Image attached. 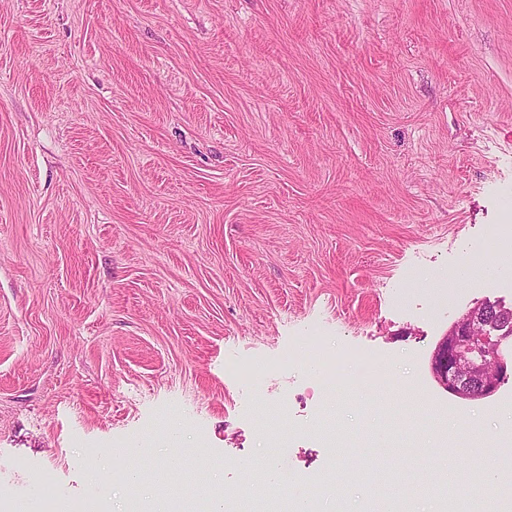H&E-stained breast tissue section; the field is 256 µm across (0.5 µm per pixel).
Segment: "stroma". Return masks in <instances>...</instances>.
<instances>
[{
    "mask_svg": "<svg viewBox=\"0 0 512 512\" xmlns=\"http://www.w3.org/2000/svg\"><path fill=\"white\" fill-rule=\"evenodd\" d=\"M510 216L512 0H0V512H139L184 474L257 512L269 459L314 495L327 413L400 475L497 468L512 378L462 400L430 360L512 308L496 257L443 285Z\"/></svg>",
    "mask_w": 512,
    "mask_h": 512,
    "instance_id": "1",
    "label": "stroma"
}]
</instances>
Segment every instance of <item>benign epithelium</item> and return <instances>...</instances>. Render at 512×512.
<instances>
[{"instance_id": "7a95c632", "label": "benign epithelium", "mask_w": 512, "mask_h": 512, "mask_svg": "<svg viewBox=\"0 0 512 512\" xmlns=\"http://www.w3.org/2000/svg\"><path fill=\"white\" fill-rule=\"evenodd\" d=\"M493 331L512 334L483 305L450 324L431 357V373L441 388L464 400L486 398L499 389L508 363L492 341Z\"/></svg>"}]
</instances>
